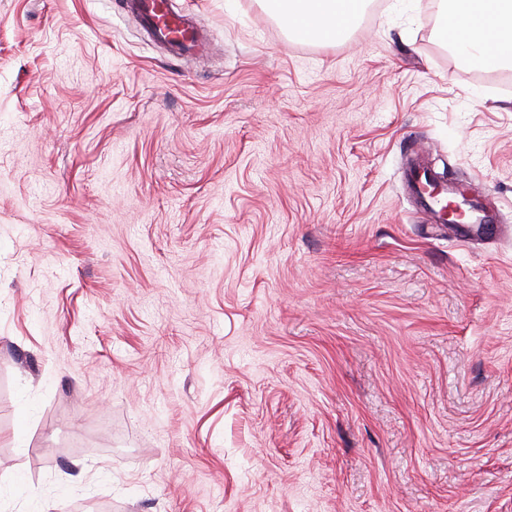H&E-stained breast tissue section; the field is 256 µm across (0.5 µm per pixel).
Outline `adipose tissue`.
<instances>
[{
    "mask_svg": "<svg viewBox=\"0 0 512 512\" xmlns=\"http://www.w3.org/2000/svg\"><path fill=\"white\" fill-rule=\"evenodd\" d=\"M268 12L295 37L335 32L338 16L355 0H264ZM446 26L457 30L473 62L485 61L490 44L512 47V0H443Z\"/></svg>",
    "mask_w": 512,
    "mask_h": 512,
    "instance_id": "ef3b65f1",
    "label": "adipose tissue"
}]
</instances>
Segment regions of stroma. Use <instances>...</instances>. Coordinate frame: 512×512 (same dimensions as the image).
I'll use <instances>...</instances> for the list:
<instances>
[{
  "instance_id": "35a3bbf8",
  "label": "stroma",
  "mask_w": 512,
  "mask_h": 512,
  "mask_svg": "<svg viewBox=\"0 0 512 512\" xmlns=\"http://www.w3.org/2000/svg\"><path fill=\"white\" fill-rule=\"evenodd\" d=\"M0 0V512H512V91L439 0ZM125 8L138 16L154 41L172 45L178 56L202 54L203 41L190 15L173 12L167 0L125 2ZM268 12L294 37L318 40L323 32L336 34V20L360 0H264ZM415 158L409 166L407 173V183L410 190L415 194L420 191L428 181L430 174L429 168L420 161V154L418 152L412 153ZM448 195V188H445L441 196H429L428 194H421L420 197L416 196L422 209L426 212L434 224H438L436 215L444 206H442L441 197ZM468 234H478L487 236L498 231L500 224L497 223L495 217L489 214L486 204L477 198H471L469 207H466Z\"/></svg>"
}]
</instances>
